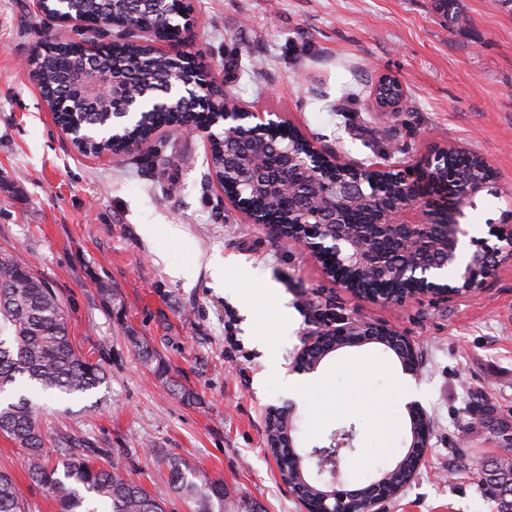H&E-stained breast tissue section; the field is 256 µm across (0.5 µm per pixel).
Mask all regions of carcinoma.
Segmentation results:
<instances>
[{
	"label": "carcinoma",
	"instance_id": "carcinoma-1",
	"mask_svg": "<svg viewBox=\"0 0 512 512\" xmlns=\"http://www.w3.org/2000/svg\"><path fill=\"white\" fill-rule=\"evenodd\" d=\"M179 0H154L142 9L141 18L153 29L174 22ZM66 13L78 17H100L111 21L107 30L120 27L121 15L113 11V0H68ZM79 58L75 42H51L31 64V78L42 96L52 104L68 86L72 62ZM127 72L128 93L133 98L158 100L165 91L169 73L150 54V48L138 41L119 38L96 62L102 75L112 68ZM100 118L79 95L71 90L56 112L58 124L73 122L89 126ZM172 116L151 104L126 128L128 138L145 139L157 128L168 124ZM0 322L10 332L0 337V393L21 383L44 392L57 390L66 395L85 393L106 382L99 364L91 361L73 343L62 306L51 288L31 271L29 263L13 256H0ZM143 362L153 366L155 377L167 376L163 363L153 364L148 344L137 336L129 337ZM0 434L21 447L23 466L29 477L50 492L58 512H165L166 499L160 492H150L120 471L95 464L84 448H61L53 455L31 401L21 395L15 402L0 406ZM164 468L166 491L183 495L196 504L194 512H224L227 495L224 482L205 476L194 481L182 459L173 455L160 457ZM409 462L385 472V482L400 486L407 480ZM0 512H24L13 476L0 471Z\"/></svg>",
	"mask_w": 512,
	"mask_h": 512
}]
</instances>
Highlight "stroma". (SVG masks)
<instances>
[{"label": "stroma", "mask_w": 512, "mask_h": 512, "mask_svg": "<svg viewBox=\"0 0 512 512\" xmlns=\"http://www.w3.org/2000/svg\"><path fill=\"white\" fill-rule=\"evenodd\" d=\"M199 23L178 49L227 96L293 117L320 146L360 165L405 161L428 142L459 143L487 157L497 179L468 212L471 237L512 212V9L501 0H456L460 23L436 0H193ZM47 29L36 0H0V254L22 256L54 290L78 348L105 371L97 389L26 393L46 445L70 439L97 464L163 490L158 454L223 481L224 512H304L267 447L269 407L294 409L300 453L355 431L341 453L346 489L393 469L407 452L400 410L387 455L361 477L351 462L365 428L349 417L305 440L306 406L268 392L267 354L253 316L210 275L212 258L274 282L293 330L279 346L289 366L320 325L340 317L386 324L415 343V381L433 428L425 462L385 512H496L475 465L512 458V258L474 297L373 305L323 281L314 260L260 224L243 223L216 186L200 136L162 129L144 148L107 161L72 144L20 66ZM408 95L376 112L381 74ZM175 224L177 241H152L141 225ZM193 266L194 281L175 269ZM115 295L104 307L99 284ZM144 338L168 367L163 382L127 340ZM195 394L182 400L181 390ZM0 435V469L12 472L26 512H56L53 498Z\"/></svg>", "instance_id": "35a3bbf8"}]
</instances>
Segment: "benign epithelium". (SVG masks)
Wrapping results in <instances>:
<instances>
[{
    "instance_id": "7a95c632",
    "label": "benign epithelium",
    "mask_w": 512,
    "mask_h": 512,
    "mask_svg": "<svg viewBox=\"0 0 512 512\" xmlns=\"http://www.w3.org/2000/svg\"><path fill=\"white\" fill-rule=\"evenodd\" d=\"M62 27L78 28L86 33L81 40L86 56L75 71V84L83 98L96 105L105 102L103 125L90 129H66L72 144L81 151H89L97 139L116 135L124 119L138 112L142 106L127 99L125 84L114 75L101 78L94 67L92 55L98 53L105 36L94 37L104 31L105 24L71 16L54 18ZM153 40L155 52L171 61L173 69H193L198 78L194 84H178L170 88L172 99L166 104L172 112L192 110L224 115V165L238 171L235 193L224 198L231 202L250 224L255 223L253 209L247 204V195L268 197L288 194L293 200L315 197L318 203L303 218L292 224H269L267 229L278 239L294 245L313 257L320 265L327 282L372 304H404L421 297L435 301L473 295L486 286L496 259L504 252L512 254V225L494 224L491 235L494 245L485 240L470 239L465 248L463 238L468 236L464 220L465 206L476 207V201L489 188L494 177L493 166L479 157V175L469 179L439 177L447 169L448 159L466 147L435 141L405 162L393 163L389 158L369 165H353L335 153L323 151L309 139L289 118L278 112H255L246 105L232 102L223 90L217 88L202 68L188 56L166 50L161 43L169 42L157 34ZM287 127L308 143V155L303 156L287 143L274 144L263 134H271ZM275 156L273 164L269 156ZM353 205L366 207L373 216L370 224H349L347 210ZM334 255L336 265L348 275L333 273L325 260ZM459 267L456 278L447 281L439 271ZM336 339V348L383 342L396 352L410 358L406 373L416 376V347L409 337L389 327L346 318L320 328L308 336V343L294 357L291 370L301 371L311 361L312 349L328 338ZM411 414L422 419V427L411 433L410 447L417 449L413 473H418L424 460V449L429 447L431 429L425 409L414 402ZM293 409L271 407L268 420L283 424L280 442L275 447H294L291 414ZM352 433L335 434L329 446L317 448L309 457L316 459L318 473H329L330 483L323 492L322 502L336 503V512H384V504L392 494L380 485L364 499L347 500L339 496L337 488L342 477L340 452Z\"/></svg>"
}]
</instances>
